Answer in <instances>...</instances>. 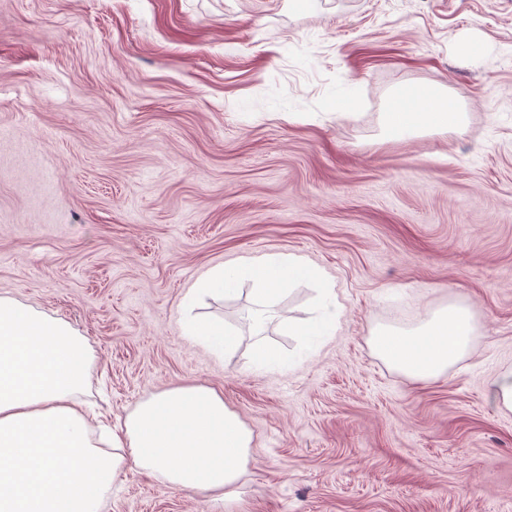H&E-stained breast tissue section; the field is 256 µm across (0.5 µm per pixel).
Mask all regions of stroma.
Instances as JSON below:
<instances>
[{"label": "stroma", "instance_id": "1", "mask_svg": "<svg viewBox=\"0 0 512 512\" xmlns=\"http://www.w3.org/2000/svg\"><path fill=\"white\" fill-rule=\"evenodd\" d=\"M405 83L464 131L390 139ZM274 252L334 284L335 336L252 367L296 349L306 284L260 330L250 287L203 302L231 353L183 336L209 269ZM0 296L84 340L111 422L198 383L252 432L227 504L125 470L101 512H512V0H0ZM452 304L476 331L446 376L375 354ZM293 360L294 358L267 344L257 345L252 355L254 367L265 372L281 371L288 367Z\"/></svg>", "mask_w": 512, "mask_h": 512}]
</instances>
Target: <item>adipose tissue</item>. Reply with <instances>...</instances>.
Instances as JSON below:
<instances>
[{
	"label": "adipose tissue",
	"mask_w": 512,
	"mask_h": 512,
	"mask_svg": "<svg viewBox=\"0 0 512 512\" xmlns=\"http://www.w3.org/2000/svg\"><path fill=\"white\" fill-rule=\"evenodd\" d=\"M461 124L457 104L432 86L396 87L385 114L387 133L397 140ZM303 282L316 285L311 315L282 328L307 355L334 333L335 292L303 260L281 253L209 271L183 299L182 333L213 354L232 352L237 330L193 316L200 299L232 296L251 284L259 305L249 318L260 327L273 300ZM472 330L465 310L448 308L414 332H379L373 345L403 374L437 378L467 351ZM88 369L86 347L69 325L0 297V512H99L125 467L215 503L234 497L252 435L222 392L190 384L152 395L120 430L100 436L79 398Z\"/></svg>",
	"instance_id": "adipose-tissue-1"
}]
</instances>
